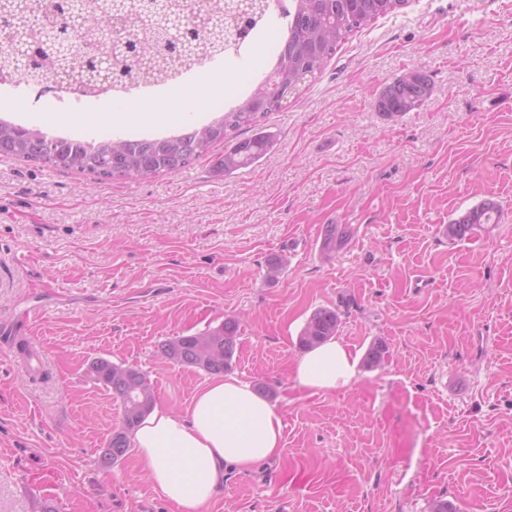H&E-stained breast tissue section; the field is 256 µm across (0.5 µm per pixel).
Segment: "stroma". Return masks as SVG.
Here are the masks:
<instances>
[{
	"mask_svg": "<svg viewBox=\"0 0 512 512\" xmlns=\"http://www.w3.org/2000/svg\"><path fill=\"white\" fill-rule=\"evenodd\" d=\"M273 24L245 53L181 81L239 73V102L275 59ZM410 69L431 97L394 121L379 92ZM0 90L12 122L87 139L162 137L186 122L91 123L104 98ZM262 131L271 151L224 177L204 158L146 180L0 157V318L30 313V355L0 343V512H175L137 449L106 465L119 403L86 370L146 374L185 411L206 372L161 362L158 344L241 320L231 372L283 416L279 458L224 472L201 512H512V0H407L355 32ZM501 204L490 234L448 240L451 220ZM349 227L341 250L326 225ZM283 260L268 277L271 258ZM357 356L350 386L296 380L297 340L320 308ZM385 345L378 367L364 357Z\"/></svg>",
	"mask_w": 512,
	"mask_h": 512,
	"instance_id": "obj_1",
	"label": "stroma"
}]
</instances>
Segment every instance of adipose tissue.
Wrapping results in <instances>:
<instances>
[{
	"instance_id": "ef3b65f1",
	"label": "adipose tissue",
	"mask_w": 512,
	"mask_h": 512,
	"mask_svg": "<svg viewBox=\"0 0 512 512\" xmlns=\"http://www.w3.org/2000/svg\"><path fill=\"white\" fill-rule=\"evenodd\" d=\"M236 76L210 83L208 96L181 90L153 102L131 98L102 112L116 123L181 121L190 107L222 98ZM298 381L312 393L351 385L356 378L352 353L331 340L300 356L294 364ZM283 417L252 385L234 375H216L195 395L185 412L161 407L146 416L133 432L154 489L178 512H200L224 485V470H250L282 453Z\"/></svg>"
}]
</instances>
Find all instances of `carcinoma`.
I'll return each mask as SVG.
<instances>
[{
    "instance_id": "obj_1",
    "label": "carcinoma",
    "mask_w": 512,
    "mask_h": 512,
    "mask_svg": "<svg viewBox=\"0 0 512 512\" xmlns=\"http://www.w3.org/2000/svg\"><path fill=\"white\" fill-rule=\"evenodd\" d=\"M288 27L281 43L274 69L269 75L273 84L267 94L257 89L234 108L224 112L202 127H190L178 134L142 139H104L81 144L51 135L40 129L12 124L0 120V156L17 158L31 163L50 164L55 168L94 176L100 181L113 177L141 179L160 173L175 174L193 162L213 154V149L224 143L228 132L257 125L259 118L281 109L282 98L296 93L301 78H309L321 70L336 52L340 43L356 30L381 16L401 8L407 0H288ZM229 2L217 5L210 13V26L193 34V41L205 46L206 52L217 57L228 52L231 45L224 44L222 20ZM52 20L46 15L22 10L18 0H5L0 14L9 22L23 21L27 34V57L20 58L14 44L3 48L0 70L11 74L18 83L41 77L46 68L59 69V53L45 41L47 29H61L71 37L64 57L72 69L85 68L87 59L77 50L83 39L84 28L100 22L94 0L83 3L84 27L73 28L59 0H53ZM173 29L163 34L146 32L136 37L133 50L112 59V79L107 84L134 87L138 77L132 74L135 61L152 58L156 61L151 77L170 73L187 64V58L196 50L187 51L173 41ZM403 73L386 86L376 100V108L384 117L394 120L407 112L419 109L431 96L430 76L419 72L416 81ZM273 146V135L260 131L250 138L238 140L230 149L215 156L214 172L230 175L264 157ZM502 209L493 199L452 220L445 228L450 239L462 240L486 224H497ZM348 239V231L336 225L327 226L323 248L341 249ZM340 315L331 308L316 310L299 338L298 347L310 350L336 336ZM240 336L239 322L228 318L214 328L203 332L175 336L158 346L160 358L169 363L197 368L211 375H220L232 367ZM97 369L96 383L104 386L119 400L121 425L112 432L110 447L115 449L112 462L122 459L130 450L131 433L155 405L153 388L140 370L101 359L93 362Z\"/></svg>"
}]
</instances>
